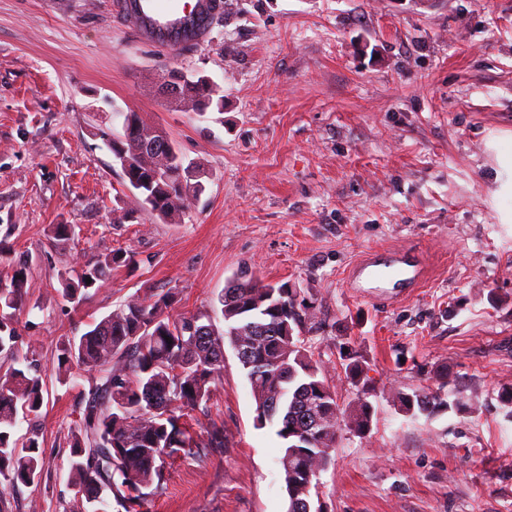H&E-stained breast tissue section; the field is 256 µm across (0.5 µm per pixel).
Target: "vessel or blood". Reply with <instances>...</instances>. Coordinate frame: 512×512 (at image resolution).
<instances>
[{"instance_id":"obj_1","label":"vessel or blood","mask_w":512,"mask_h":512,"mask_svg":"<svg viewBox=\"0 0 512 512\" xmlns=\"http://www.w3.org/2000/svg\"><path fill=\"white\" fill-rule=\"evenodd\" d=\"M114 21L130 29L136 40L164 55L196 51L212 37L217 19L224 13L223 0H109ZM357 268L375 282L403 278L407 272L398 261L380 262L366 256ZM422 278L423 268L411 272Z\"/></svg>"}]
</instances>
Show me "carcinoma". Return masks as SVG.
I'll return each instance as SVG.
<instances>
[{
  "mask_svg": "<svg viewBox=\"0 0 512 512\" xmlns=\"http://www.w3.org/2000/svg\"><path fill=\"white\" fill-rule=\"evenodd\" d=\"M178 95L191 101L223 100L219 89L204 82L181 85ZM123 116L122 134L108 140V147L114 155L123 151L129 156L150 139L138 113ZM123 176L143 196L145 208L159 217L180 213L185 201L200 193L198 182L164 171L156 176L141 161ZM75 235L74 224L52 225L55 247L66 246ZM134 265V255L117 248L87 261L74 274L65 271L60 274L62 299L78 307L113 269ZM27 281L26 261L16 265L10 278L0 279V479L13 487L35 482L42 471L39 435L15 434L17 425L38 415L44 405L38 360L23 351V335L14 325ZM174 300L171 291L155 298L133 295L62 346L57 369L69 382L77 384L75 368L99 372L95 386L80 394L84 408L71 431L68 481L81 502L96 499L101 512H107L108 490L125 512H147L149 493L162 489L164 458L209 446L181 419L207 411L212 385L224 371L227 343L246 370L257 422L273 426L281 443L288 512H314L320 474L339 433L345 427L368 429L372 406L360 399L348 413L340 408L322 366L301 343L311 315L300 291L242 271L219 298L222 330L204 314L171 317L168 308ZM439 379L434 390L398 391L395 398L409 412L446 408L440 393L450 385L448 374Z\"/></svg>",
  "mask_w": 512,
  "mask_h": 512,
  "instance_id": "carcinoma-1",
  "label": "carcinoma"
}]
</instances>
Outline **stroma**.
<instances>
[{
    "label": "stroma",
    "mask_w": 512,
    "mask_h": 512,
    "mask_svg": "<svg viewBox=\"0 0 512 512\" xmlns=\"http://www.w3.org/2000/svg\"><path fill=\"white\" fill-rule=\"evenodd\" d=\"M175 68L211 78L223 111L178 112ZM162 128L205 189L170 222L126 187L107 146L121 113ZM512 0H230L185 57L139 45L107 0H0V244L27 256L24 349L47 404L20 431L42 442L38 481L0 483V512H80L67 483L77 390L55 373L64 342L132 294L177 291L174 315L223 326L241 266L300 288L303 340L341 407L371 390L369 431L344 430L320 475L322 512H512ZM73 224L59 249L51 225ZM123 248L81 309L58 275ZM422 259L416 288H352L371 251ZM448 371L459 405L409 414L387 396ZM224 445L165 461L148 512H288L280 442L256 422L234 350L207 414Z\"/></svg>",
    "instance_id": "1"
}]
</instances>
